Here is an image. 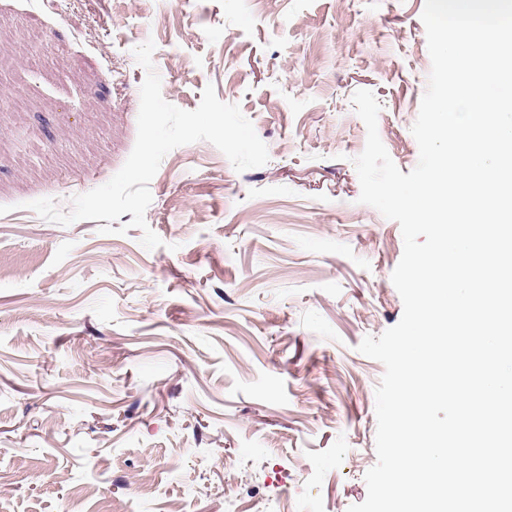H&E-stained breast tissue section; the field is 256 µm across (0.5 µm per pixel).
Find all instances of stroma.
Wrapping results in <instances>:
<instances>
[{"label":"stroma","instance_id":"35a3bbf8","mask_svg":"<svg viewBox=\"0 0 512 512\" xmlns=\"http://www.w3.org/2000/svg\"><path fill=\"white\" fill-rule=\"evenodd\" d=\"M425 0H0V512H348L377 461L381 362L402 317L399 224L359 203L356 91L409 173L431 60ZM163 98L207 85L267 145L236 172L169 152L148 250L27 209L103 185ZM87 493L72 500L74 485Z\"/></svg>","mask_w":512,"mask_h":512}]
</instances>
